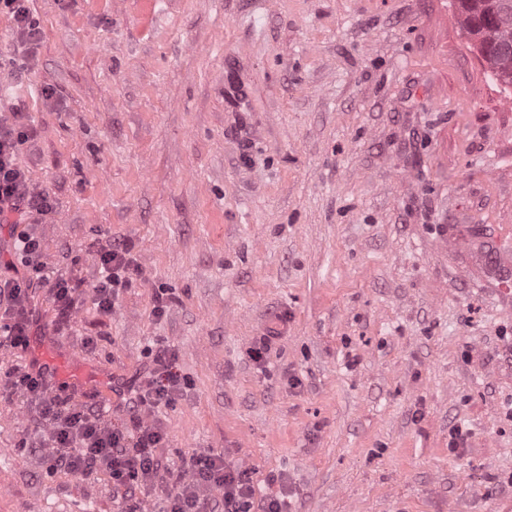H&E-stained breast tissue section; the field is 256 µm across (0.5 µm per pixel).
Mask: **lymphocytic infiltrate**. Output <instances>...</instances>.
Returning a JSON list of instances; mask_svg holds the SVG:
<instances>
[{"instance_id":"f902f5d3","label":"lymphocytic infiltrate","mask_w":512,"mask_h":512,"mask_svg":"<svg viewBox=\"0 0 512 512\" xmlns=\"http://www.w3.org/2000/svg\"><path fill=\"white\" fill-rule=\"evenodd\" d=\"M27 0H0V11L11 14L15 38L26 57L37 54L42 35L32 21ZM33 131L22 122L0 123V223L19 226L15 250L25 268L23 276L0 278V346L27 349L30 329L39 318L35 303L45 290L57 329L69 326L80 303L83 281L56 273L41 259L42 244L34 224L52 212L53 201L35 191L17 154ZM97 276L92 301L111 313L122 294L135 285L141 272L132 240L105 241L95 252ZM153 375L137 387L117 390L114 404L103 401L79 404L68 383L52 374L18 365L0 376V394L19 395L34 404L41 428L37 434L50 472L63 471L91 479L108 474L120 498L121 512H144V499L155 489L165 498L161 512H288V491L263 492L249 471L234 467L215 450L164 459L167 432L159 413L182 395L186 382L175 369L177 355L170 346L148 348ZM127 415L116 426L107 420L112 409ZM220 499H212L211 491Z\"/></svg>"}]
</instances>
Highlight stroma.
Instances as JSON below:
<instances>
[{"label": "stroma", "instance_id": "1", "mask_svg": "<svg viewBox=\"0 0 512 512\" xmlns=\"http://www.w3.org/2000/svg\"><path fill=\"white\" fill-rule=\"evenodd\" d=\"M28 6L32 63L0 14V121L34 130L18 163L54 200L42 259L90 284L93 243L130 239L142 274L62 334L37 295L0 373L48 362L86 402L170 345L188 386L165 457L286 477L292 512H505L512 291L479 245L512 227V88L456 0ZM37 427L0 398V512H118L108 475L47 474L21 445Z\"/></svg>", "mask_w": 512, "mask_h": 512}]
</instances>
